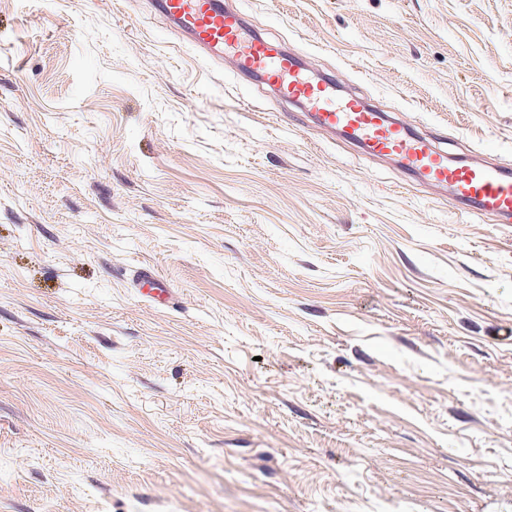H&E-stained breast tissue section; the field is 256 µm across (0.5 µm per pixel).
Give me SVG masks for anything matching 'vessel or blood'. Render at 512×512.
<instances>
[{
  "label": "vessel or blood",
  "mask_w": 512,
  "mask_h": 512,
  "mask_svg": "<svg viewBox=\"0 0 512 512\" xmlns=\"http://www.w3.org/2000/svg\"><path fill=\"white\" fill-rule=\"evenodd\" d=\"M154 8L203 59L229 60L236 73L266 85L370 156L392 158L421 182L448 187L467 214L512 220V168L489 161L449 160L433 138L365 102L340 93L329 76L312 75L280 42L255 32L224 0H155ZM134 283L157 307L170 308L173 290L149 264Z\"/></svg>",
  "instance_id": "obj_1"
}]
</instances>
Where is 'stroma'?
<instances>
[{
  "label": "stroma",
  "mask_w": 512,
  "mask_h": 512,
  "mask_svg": "<svg viewBox=\"0 0 512 512\" xmlns=\"http://www.w3.org/2000/svg\"><path fill=\"white\" fill-rule=\"evenodd\" d=\"M226 2L512 166V0ZM0 512H512V223L149 0H0ZM134 283L141 293L157 307L167 309L174 304V291L168 281L150 264H142L134 271Z\"/></svg>",
  "instance_id": "stroma-1"
}]
</instances>
